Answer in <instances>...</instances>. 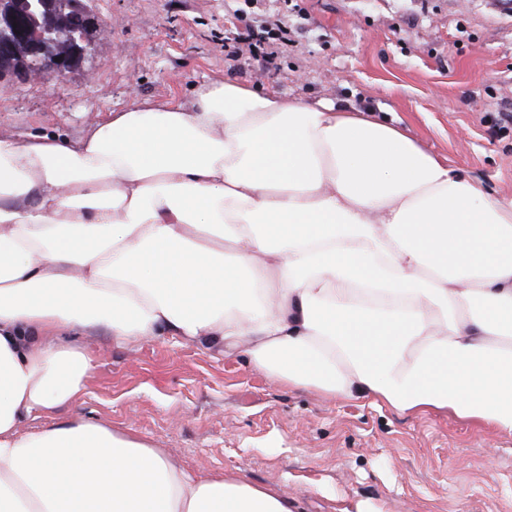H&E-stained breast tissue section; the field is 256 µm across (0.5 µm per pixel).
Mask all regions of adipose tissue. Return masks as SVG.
I'll list each match as a JSON object with an SVG mask.
<instances>
[{"instance_id":"obj_1","label":"adipose tissue","mask_w":512,"mask_h":512,"mask_svg":"<svg viewBox=\"0 0 512 512\" xmlns=\"http://www.w3.org/2000/svg\"><path fill=\"white\" fill-rule=\"evenodd\" d=\"M99 333L512 434V197L361 111L232 80L0 138V512H294L81 418L20 432L83 395Z\"/></svg>"}]
</instances>
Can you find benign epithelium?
<instances>
[{"label":"benign epithelium","instance_id":"benign-epithelium-1","mask_svg":"<svg viewBox=\"0 0 512 512\" xmlns=\"http://www.w3.org/2000/svg\"><path fill=\"white\" fill-rule=\"evenodd\" d=\"M60 0H28V13L17 12L12 0H0V76L24 70L41 79H62L87 54L103 26L86 9L83 0H71V13L59 25L35 28L38 13L53 12ZM18 43L27 45V56L15 54Z\"/></svg>","mask_w":512,"mask_h":512}]
</instances>
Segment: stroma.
Masks as SVG:
<instances>
[{"label":"stroma","mask_w":512,"mask_h":512,"mask_svg":"<svg viewBox=\"0 0 512 512\" xmlns=\"http://www.w3.org/2000/svg\"><path fill=\"white\" fill-rule=\"evenodd\" d=\"M109 38L60 80L8 77L0 138L74 139L134 100L189 98L232 78L399 124L495 196H512V6L506 0H86ZM287 29L228 56L241 16ZM95 367L74 416L130 433L197 475L280 491L299 512H512V435L445 414L403 416L270 382L242 355L86 336ZM260 28V38L257 40L259 43L267 44L270 48V52H263L264 56L272 61L278 53L277 48L279 44H286L288 38L286 37L287 31L283 29L279 24H263L258 26Z\"/></svg>","instance_id":"obj_1"}]
</instances>
